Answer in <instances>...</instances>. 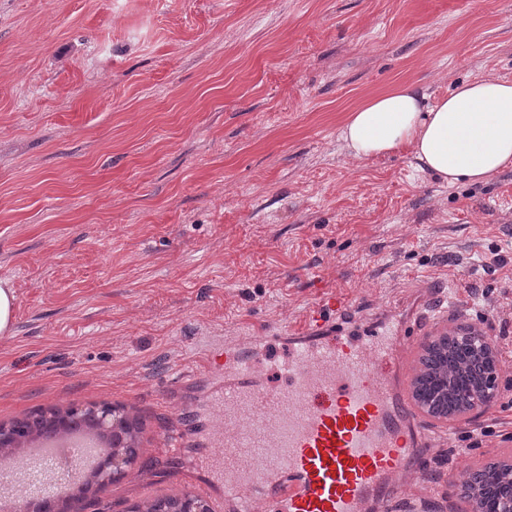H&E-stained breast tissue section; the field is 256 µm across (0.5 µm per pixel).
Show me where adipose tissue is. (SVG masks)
<instances>
[{"mask_svg":"<svg viewBox=\"0 0 512 512\" xmlns=\"http://www.w3.org/2000/svg\"><path fill=\"white\" fill-rule=\"evenodd\" d=\"M339 139L355 160L405 152L448 185L482 184L512 164V82L464 81L434 102L399 83L351 111Z\"/></svg>","mask_w":512,"mask_h":512,"instance_id":"1","label":"adipose tissue"}]
</instances>
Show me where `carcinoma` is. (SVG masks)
<instances>
[{
  "label": "carcinoma",
  "instance_id": "obj_1",
  "mask_svg": "<svg viewBox=\"0 0 512 512\" xmlns=\"http://www.w3.org/2000/svg\"><path fill=\"white\" fill-rule=\"evenodd\" d=\"M430 371L417 374L412 381L413 398L419 397V392L426 391L431 395L435 417L453 420L473 410H483L490 407L485 398L467 400L464 393L470 387L476 386L485 369V363L474 352L463 347L456 339H448V343L430 350L427 358ZM98 407L91 406L85 410L38 408L25 419L16 421L6 427L5 432L11 433L7 444L0 445V461L10 462L16 459V452L24 447L20 438L28 437L34 441L48 430L55 431L58 427L67 426L73 418L80 416L104 444V452L124 458L123 465H132L139 456L138 434L141 432V421L136 415H121L119 433L107 435L98 430L93 419ZM483 480L475 485H464L462 498L472 507V512H491L494 501L507 493H512V469L505 464L496 462L486 464L483 469ZM170 507L171 512H180L181 498L166 496L154 500L146 499L133 507L132 512H157L161 505Z\"/></svg>",
  "mask_w": 512,
  "mask_h": 512
}]
</instances>
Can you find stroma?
Instances as JSON below:
<instances>
[{"label":"stroma","instance_id":"1","mask_svg":"<svg viewBox=\"0 0 512 512\" xmlns=\"http://www.w3.org/2000/svg\"><path fill=\"white\" fill-rule=\"evenodd\" d=\"M489 74L512 80V0H0V424L124 406L145 421L136 463L68 495L130 512L197 494V449L162 450L184 415L210 437L208 351L252 342L277 383L268 337L332 294L362 344L379 315L431 314L400 348L409 379L456 325L497 347L496 404L425 418L434 456L398 478L399 507L461 512L475 468L512 458V165L451 186L402 154L351 160L338 134L397 83L435 100ZM16 295L8 283L0 281V339H7L14 334V309Z\"/></svg>","mask_w":512,"mask_h":512}]
</instances>
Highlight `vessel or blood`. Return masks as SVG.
Instances as JSON below:
<instances>
[{"label": "vessel or blood", "instance_id": "obj_1", "mask_svg": "<svg viewBox=\"0 0 512 512\" xmlns=\"http://www.w3.org/2000/svg\"><path fill=\"white\" fill-rule=\"evenodd\" d=\"M316 316L290 351L287 387L261 377L245 342L225 343L214 396L224 420L220 445L203 460L216 474L200 489L217 512H390L400 473L430 457L422 423L404 397L392 325L362 347Z\"/></svg>", "mask_w": 512, "mask_h": 512}]
</instances>
